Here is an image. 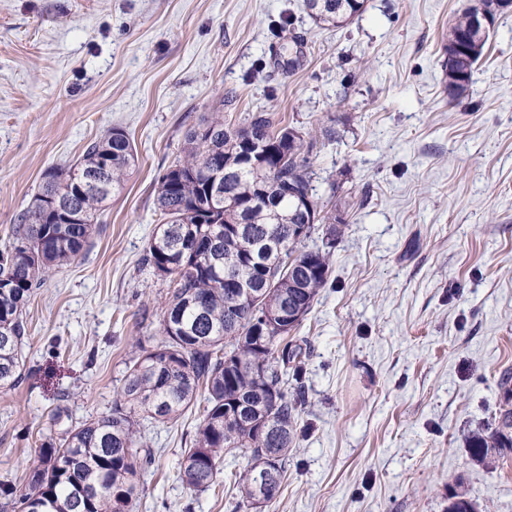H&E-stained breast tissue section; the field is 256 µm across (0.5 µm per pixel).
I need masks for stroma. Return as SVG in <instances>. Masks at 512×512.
<instances>
[{
  "mask_svg": "<svg viewBox=\"0 0 512 512\" xmlns=\"http://www.w3.org/2000/svg\"><path fill=\"white\" fill-rule=\"evenodd\" d=\"M474 0H366L348 25L303 0H0V247L49 167L119 128L138 155L82 253L26 316V368L0 392V481L23 488L42 443L108 413L125 364L160 342L168 279L141 259L157 179L216 109L312 132L320 195L345 222L332 272L296 331L306 403L276 501L262 512H512V458L480 463L472 433L512 369V11L466 92L448 97L443 37ZM304 38L275 63L272 29ZM201 413L147 430L156 461L137 512H237L226 477L189 490L179 470Z\"/></svg>",
  "mask_w": 512,
  "mask_h": 512,
  "instance_id": "1",
  "label": "stroma"
}]
</instances>
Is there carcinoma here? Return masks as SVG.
Segmentation results:
<instances>
[{
  "label": "carcinoma",
  "instance_id": "carcinoma-1",
  "mask_svg": "<svg viewBox=\"0 0 512 512\" xmlns=\"http://www.w3.org/2000/svg\"><path fill=\"white\" fill-rule=\"evenodd\" d=\"M309 16L336 28L363 11L365 0H305ZM470 30L464 11L448 25L445 65L448 96L468 88L483 56L453 57L454 45ZM313 142L270 112H250L233 127L216 111L191 131L184 157L158 181L155 211L160 233L143 265L170 279L159 331L163 341L130 360L121 391L104 416L86 419L41 445L39 464L17 492L0 482V512H134L140 473L154 462L144 422L177 421L205 396L202 419L184 450L180 478L206 491L238 453L251 466L238 473V508H252L258 493L256 469L266 449L280 453L267 477L282 485L288 452L296 447L298 417L305 405L300 385L306 350L291 336L301 324L288 307L308 315L328 283L333 240L309 248L315 224L345 223L327 213L314 185ZM127 137L111 130L89 143L69 169L44 173L41 191L18 215L12 244L0 249V391L22 380L27 337L26 307L45 274L68 264L84 249L107 203L120 195L136 167ZM223 169L222 194L215 196L206 173ZM299 197L312 199L316 222L295 214ZM68 213L82 216L66 224ZM305 226L303 235L290 230ZM255 298L237 301L233 279ZM283 316L288 329L261 342L263 319ZM297 385L288 386V378ZM512 433L499 424L469 437L472 459L509 458Z\"/></svg>",
  "mask_w": 512,
  "mask_h": 512
}]
</instances>
